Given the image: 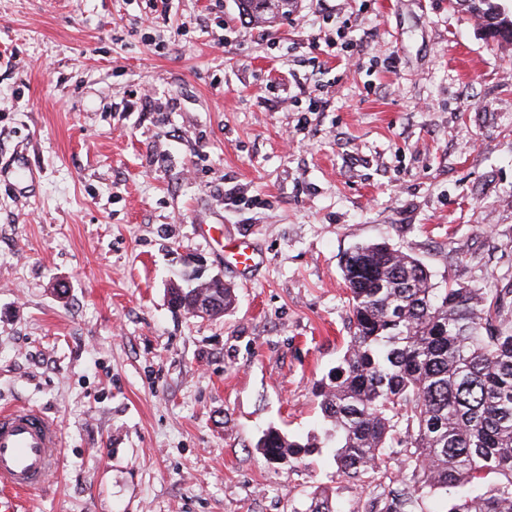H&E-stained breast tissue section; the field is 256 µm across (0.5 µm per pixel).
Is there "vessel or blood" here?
<instances>
[{"mask_svg": "<svg viewBox=\"0 0 512 512\" xmlns=\"http://www.w3.org/2000/svg\"><path fill=\"white\" fill-rule=\"evenodd\" d=\"M201 235L219 255H231L233 268L249 274L263 262L261 251L244 238L225 235L220 224L200 225ZM61 458L57 424L36 409H0V512H23L21 499L49 483Z\"/></svg>", "mask_w": 512, "mask_h": 512, "instance_id": "vessel-or-blood-1", "label": "vessel or blood"}]
</instances>
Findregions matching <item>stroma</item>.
Here are the masks:
<instances>
[{
    "label": "stroma",
    "instance_id": "1",
    "mask_svg": "<svg viewBox=\"0 0 512 512\" xmlns=\"http://www.w3.org/2000/svg\"><path fill=\"white\" fill-rule=\"evenodd\" d=\"M329 4L362 67L307 66L334 28L269 30L237 0L150 19L134 0H0V406L62 430L27 512H304L321 490L384 512L409 476L401 448L395 479L360 482L256 442L319 432L355 246L389 243L438 284L512 286V40L448 0ZM315 89L327 111L278 103ZM203 224L264 263L241 278ZM214 275L233 309L169 307Z\"/></svg>",
    "mask_w": 512,
    "mask_h": 512
}]
</instances>
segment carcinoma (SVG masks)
I'll return each mask as SVG.
<instances>
[{
  "instance_id": "carcinoma-1",
  "label": "carcinoma",
  "mask_w": 512,
  "mask_h": 512,
  "mask_svg": "<svg viewBox=\"0 0 512 512\" xmlns=\"http://www.w3.org/2000/svg\"><path fill=\"white\" fill-rule=\"evenodd\" d=\"M299 0H238L253 23L274 27ZM466 4L494 36L512 38V18L492 0ZM350 336L343 356L316 385L338 472L356 479L390 474V448L415 467L386 512H423L422 498L445 494L443 512H512V289L438 288L426 266L385 243L342 258ZM230 288L207 281L170 289L172 307H218ZM272 463L322 451L315 439L290 440L276 428L257 442ZM306 512H336L313 493Z\"/></svg>"
}]
</instances>
